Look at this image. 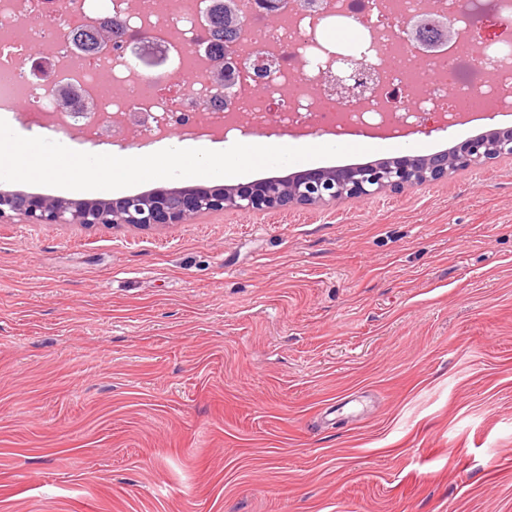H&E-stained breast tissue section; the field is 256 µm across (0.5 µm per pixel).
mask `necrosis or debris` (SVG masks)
<instances>
[{"label": "necrosis or debris", "instance_id": "1", "mask_svg": "<svg viewBox=\"0 0 512 512\" xmlns=\"http://www.w3.org/2000/svg\"><path fill=\"white\" fill-rule=\"evenodd\" d=\"M210 5L211 0H95L97 13L124 12L132 25L156 34L173 69L151 74L131 60H115L109 52L74 65L73 45L62 33L79 21L77 0H0V110L23 101L33 122L52 120L57 110L54 92L22 69L23 62L46 56L53 60L61 82L81 88L95 100V111L86 113L83 122L90 132L97 131L101 118L142 110L163 119L145 130L148 138L189 124L199 138L237 123L258 134L273 121L331 129L344 137L365 127L399 129L436 113L450 120L473 98L491 111L512 112V52L478 65L469 46H444L433 61L434 76L420 74L418 55L403 40L400 25L421 10V0H336L344 18L376 24L389 60L376 74L374 93L365 102L350 104L325 93H307L309 74L318 64L308 39L311 18L287 12L271 24L246 11L247 44L240 56L247 61L259 55L268 59L267 93L255 97L243 90L232 105H218L217 91L201 77L207 49L195 43L197 27L207 18ZM47 16L54 18V25L44 24Z\"/></svg>", "mask_w": 512, "mask_h": 512}]
</instances>
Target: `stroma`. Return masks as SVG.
Here are the masks:
<instances>
[{
    "instance_id": "stroma-1",
    "label": "stroma",
    "mask_w": 512,
    "mask_h": 512,
    "mask_svg": "<svg viewBox=\"0 0 512 512\" xmlns=\"http://www.w3.org/2000/svg\"><path fill=\"white\" fill-rule=\"evenodd\" d=\"M0 512H512V158L0 224ZM415 155L392 157L386 165L349 166L328 173L306 170L297 184L278 190L259 182L241 184L231 200L224 198V186L200 185L175 196L158 191L148 198L136 194L103 203L1 190L0 223L9 224L19 217L30 224L157 228L191 224L203 212L268 211L291 205L322 206L344 197L371 198L417 184Z\"/></svg>"
}]
</instances>
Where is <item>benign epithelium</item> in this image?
<instances>
[{
    "mask_svg": "<svg viewBox=\"0 0 512 512\" xmlns=\"http://www.w3.org/2000/svg\"><path fill=\"white\" fill-rule=\"evenodd\" d=\"M302 10L309 15L321 14L327 8L315 0H252L253 11L266 16H278L288 9ZM403 25L416 37L419 55L432 58L440 46L459 38V31L448 20L445 12L428 9L407 18ZM368 45L361 57L356 58L338 51L324 49L327 69L316 79V89L333 94L343 102H353L373 89L377 66L365 63L368 52L376 47V30L367 31ZM240 37L232 27L224 29V37L217 40L214 29L204 27L200 41L209 42L212 52L210 77L224 87V102L231 101L236 84L247 75L261 83L265 69L258 61L245 64L228 53L227 46ZM71 40L84 58H92L104 49H110L119 58L134 42L148 44L155 41L146 30H134L121 16L90 18L85 27L74 31ZM30 74L43 80L48 86H57L56 73L45 60L34 61ZM85 100L78 91L71 89L66 99L58 106L68 111L72 121L70 128L83 131L84 113L77 102ZM153 118L150 112H133L122 117L121 127L106 123L91 140L111 139L122 133L127 137ZM501 156L512 157V130L492 129L484 135L475 136L452 147L448 154L435 153L425 158L427 174L424 179L436 181L448 173L465 168H478ZM417 157L404 154L391 158L386 165L370 167L349 166L333 172L310 169L302 173L300 181L281 189L264 183L241 184L233 190V196L224 198L222 186H198L192 192L172 195L158 191L148 198L136 194L101 203L86 199H64L58 197L27 195L19 192L0 191V223L9 224L16 217L30 224H78L81 226H103L116 228L166 227L173 224H191L203 212L227 209L240 211L277 210L291 205L322 206L344 197L371 198L386 191H400L417 183Z\"/></svg>",
    "mask_w": 512,
    "mask_h": 512,
    "instance_id": "1",
    "label": "benign epithelium"
}]
</instances>
